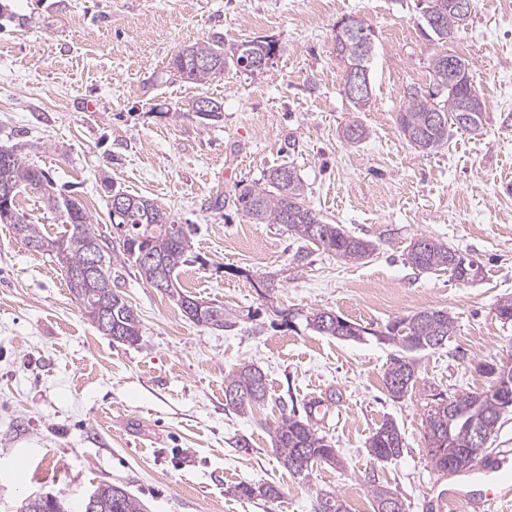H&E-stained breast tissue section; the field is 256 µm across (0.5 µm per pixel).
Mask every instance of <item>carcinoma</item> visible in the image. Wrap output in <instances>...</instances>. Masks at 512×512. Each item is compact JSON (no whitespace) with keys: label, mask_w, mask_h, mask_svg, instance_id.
Listing matches in <instances>:
<instances>
[{"label":"carcinoma","mask_w":512,"mask_h":512,"mask_svg":"<svg viewBox=\"0 0 512 512\" xmlns=\"http://www.w3.org/2000/svg\"><path fill=\"white\" fill-rule=\"evenodd\" d=\"M440 6V27L424 28L425 35L442 46L429 60L433 91L424 94L414 87L404 91L403 103L396 113V123L404 140L414 149L431 153L448 142V129L455 125L454 118L463 113L472 114L473 122L464 130L475 132L483 127L484 110H475L470 102L473 84L463 77L448 82V67L455 60L466 64L465 59L448 52V40L465 24L467 17L448 8V0H431ZM358 26L367 30L361 39L352 32ZM374 31L358 19H347L336 24L335 51L350 70L368 71L374 47ZM246 48L234 47L224 51V41L214 37L182 49L173 59L172 68L182 79L196 83L213 81L224 75V70L234 68L252 76L262 74L251 68L248 52L276 53V43L263 37L243 41ZM446 116L444 125L433 121L436 114ZM8 164L0 165V184L15 187L9 207L0 209V224L12 226L35 252L49 256L65 272L69 291L85 315L92 321L99 315L101 301L112 304V325L119 327V341L134 344L140 339V320L124 296L112 285V264L118 260L137 268L142 279L153 285L161 272L170 275L172 287L165 294L183 309L185 316L194 323L216 330L230 327L224 309L207 305L201 311H188L184 305L192 295L182 291L177 281V270L188 261L191 251V231L170 221L152 200L130 192L123 195L136 199L133 209L122 216L110 217L111 224H123L127 239L124 243H111L108 236L96 232L83 204L75 197L47 189L50 180L45 171L31 166L26 157L16 149L9 150ZM44 188V206L63 218L62 231L51 237L43 234L39 225L29 222L27 216L16 208V193L21 186ZM232 206L254 224H284L298 239L321 247L345 261H362L370 257L376 245L364 238L347 233L340 224H329L305 202L304 188L295 169L282 164L267 172L263 182L244 188L234 195ZM99 242L102 252L103 274L85 288L70 277V272L80 269L89 258V246ZM408 263L419 271H447L458 281H473L480 275L477 263L453 247L436 239L421 237L410 244ZM307 326L328 336L350 341H362L369 336L395 343L404 354L395 356L388 366L384 382L390 396L402 398L412 391L418 378L415 354L445 345L456 329L455 319L446 310L424 309L407 317L389 322L382 331H375L339 315L323 311L306 318ZM474 369L484 377H491L492 386L485 391L468 392L456 397L459 408L448 411V395L438 392L428 397L424 413V430L427 454L434 469L448 471L450 461L461 460L462 452L473 447L475 423H500L506 411L512 408V370L509 381L495 373L493 365L478 361ZM250 390L252 394L226 406L246 413L261 404L267 396L265 374L252 366H245L224 379V391ZM273 451L288 472L298 477H308L316 464L336 465V449L308 422L295 414H284L272 431ZM403 437L397 424L384 421L368 439V453L377 461H388L403 453ZM99 500L97 512H144L143 505L128 492H123L118 510H113V485L97 486ZM239 496L278 497V489L270 485L252 487L239 484L234 488ZM374 512H387L392 493L387 487L375 484L372 489ZM315 512H347L344 501L334 493L320 490L316 494Z\"/></svg>","instance_id":"1"}]
</instances>
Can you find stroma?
<instances>
[{
	"instance_id": "35a3bbf8",
	"label": "stroma",
	"mask_w": 512,
	"mask_h": 512,
	"mask_svg": "<svg viewBox=\"0 0 512 512\" xmlns=\"http://www.w3.org/2000/svg\"><path fill=\"white\" fill-rule=\"evenodd\" d=\"M356 17L376 35L372 97L356 110L343 92L336 24ZM417 0H0V146L78 198L110 232L114 191L145 196L190 225L184 290L224 308L230 328L194 324L135 267L112 278L141 320L137 344L112 341L86 318L60 267L0 224V512L50 495L70 512L100 484L123 487L145 512H314L315 493H336L348 512H373V484L406 512H440L459 474L431 465L424 385L449 395L488 389L473 368L512 358V323L495 307L512 297V17L474 0L449 49L469 64L485 103L478 132L450 129L432 153L401 137L395 115L407 87L428 88L438 49L424 35ZM222 37L225 49L266 37L277 53L264 74L230 69L200 85L171 63L191 44ZM222 104L202 118L194 100ZM360 122L363 141L343 135ZM288 163L320 216L376 245L347 262L297 240L282 224H254L232 206L207 210ZM428 236L476 260L473 281L419 272L406 260ZM304 260H296V253ZM278 286L265 293L263 277ZM456 321L445 346L418 353V387L403 399L383 374L399 349L308 329L319 310L374 330L424 309ZM261 369L264 406L225 405L224 379ZM324 401L312 411L310 397ZM296 412L332 441L339 467L288 473L270 432ZM404 451L367 452L385 420ZM246 447H237V440ZM268 484L275 500L234 495Z\"/></svg>"
}]
</instances>
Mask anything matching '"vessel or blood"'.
<instances>
[{
    "mask_svg": "<svg viewBox=\"0 0 512 512\" xmlns=\"http://www.w3.org/2000/svg\"><path fill=\"white\" fill-rule=\"evenodd\" d=\"M471 480L476 490L464 485L448 490L442 503L453 505L456 512H494L496 506L512 502V448L499 452L494 464L476 469Z\"/></svg>",
    "mask_w": 512,
    "mask_h": 512,
    "instance_id": "obj_1",
    "label": "vessel or blood"
}]
</instances>
